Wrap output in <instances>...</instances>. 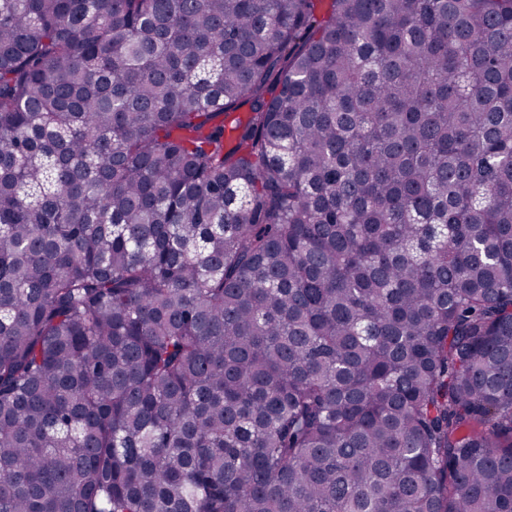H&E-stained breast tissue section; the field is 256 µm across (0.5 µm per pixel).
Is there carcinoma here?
I'll list each match as a JSON object with an SVG mask.
<instances>
[{
	"label": "carcinoma",
	"mask_w": 512,
	"mask_h": 512,
	"mask_svg": "<svg viewBox=\"0 0 512 512\" xmlns=\"http://www.w3.org/2000/svg\"><path fill=\"white\" fill-rule=\"evenodd\" d=\"M0 512H512V0H0Z\"/></svg>",
	"instance_id": "1"
}]
</instances>
